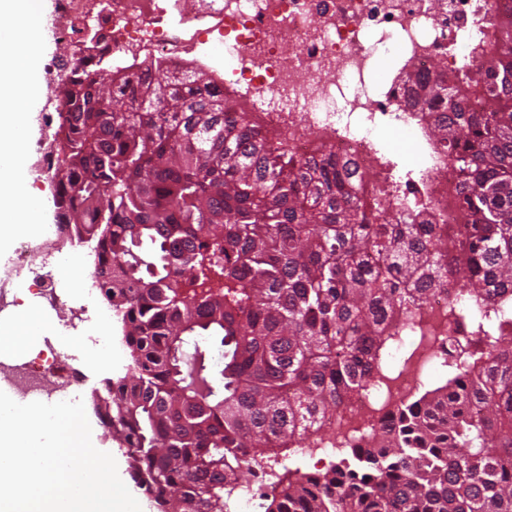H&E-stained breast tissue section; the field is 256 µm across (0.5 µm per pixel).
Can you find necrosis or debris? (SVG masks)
Returning <instances> with one entry per match:
<instances>
[{
    "instance_id": "necrosis-or-debris-1",
    "label": "necrosis or debris",
    "mask_w": 512,
    "mask_h": 512,
    "mask_svg": "<svg viewBox=\"0 0 512 512\" xmlns=\"http://www.w3.org/2000/svg\"><path fill=\"white\" fill-rule=\"evenodd\" d=\"M497 7L498 0H198L189 15L181 0H109L103 8L96 0H64L57 26L59 36L72 37V21L80 17L90 31L110 36V45L94 43L79 64L90 67L107 51L121 77L144 61L173 69L205 57L218 72L219 89L249 97L255 111L287 131L300 156L326 138L338 153L375 168L380 130L397 129L415 158L396 209L416 218L444 208L449 223L460 224L455 174L410 112L407 81L441 57L457 69ZM70 236L69 227L56 224L22 243L5 282L27 277L49 305L60 303L56 261ZM409 327L422 344L399 370L377 375L339 410L330 439L318 445L323 453L352 447L386 425L389 412L440 366L449 339L459 342L456 358L468 352L466 323L448 320L447 291L417 309ZM92 362L108 365L112 356L96 351L86 362L33 363L21 373L23 389L42 393L52 376L60 390L80 388Z\"/></svg>"
}]
</instances>
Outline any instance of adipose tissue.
<instances>
[{
    "label": "adipose tissue",
    "instance_id": "obj_1",
    "mask_svg": "<svg viewBox=\"0 0 512 512\" xmlns=\"http://www.w3.org/2000/svg\"><path fill=\"white\" fill-rule=\"evenodd\" d=\"M45 0H0V20H7L15 38L0 43V159L21 164L22 144L12 132L17 125L30 121L27 113L16 111L20 94L35 96L40 72L37 59L38 41L34 34L46 23ZM20 189L16 178L0 169V244L34 233L43 222V205L29 197L20 206Z\"/></svg>",
    "mask_w": 512,
    "mask_h": 512
}]
</instances>
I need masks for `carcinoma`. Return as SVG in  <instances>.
<instances>
[{"instance_id":"1","label":"carcinoma","mask_w":512,"mask_h":512,"mask_svg":"<svg viewBox=\"0 0 512 512\" xmlns=\"http://www.w3.org/2000/svg\"><path fill=\"white\" fill-rule=\"evenodd\" d=\"M188 73H63L58 222L97 239L131 374L99 395L136 484L181 512H229L249 463L286 457L402 345L408 306L446 282L512 297V0L474 62H434L411 108L457 178L464 224H406L401 173L361 170ZM473 350L392 426L319 472L283 467L265 512H512V334Z\"/></svg>"}]
</instances>
